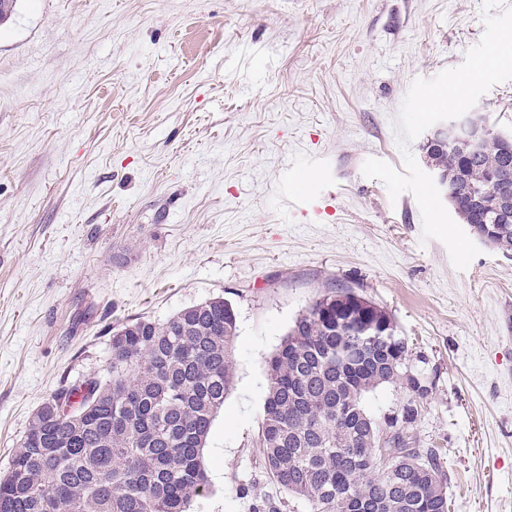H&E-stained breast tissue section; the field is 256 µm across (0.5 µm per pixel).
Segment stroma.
Listing matches in <instances>:
<instances>
[{
	"label": "stroma",
	"instance_id": "obj_1",
	"mask_svg": "<svg viewBox=\"0 0 512 512\" xmlns=\"http://www.w3.org/2000/svg\"><path fill=\"white\" fill-rule=\"evenodd\" d=\"M482 0H18L0 26V475L114 327L215 297L233 390L189 512H310L260 448L266 362L330 288L383 307L434 385L405 429L451 512H512V254L422 240L403 169L410 84L459 66ZM512 132V80L472 108Z\"/></svg>",
	"mask_w": 512,
	"mask_h": 512
}]
</instances>
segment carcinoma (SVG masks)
Returning a JSON list of instances; mask_svg holds the SVG:
<instances>
[{
    "label": "carcinoma",
    "mask_w": 512,
    "mask_h": 512,
    "mask_svg": "<svg viewBox=\"0 0 512 512\" xmlns=\"http://www.w3.org/2000/svg\"><path fill=\"white\" fill-rule=\"evenodd\" d=\"M424 150L459 219L512 253V203L491 186L494 174L512 176V137L492 131L476 153L452 140ZM236 336L222 297L113 329L107 375L58 388L35 413L0 478V512H43L48 501L57 512H187L208 486L202 450L234 386ZM408 354L384 308L350 288L319 297L267 361L269 477L312 512H448L441 450L419 451L398 434L376 453L383 425L416 421L428 376L409 379L395 418L364 406L367 393L401 384Z\"/></svg>",
    "instance_id": "cac0c4a2"
}]
</instances>
